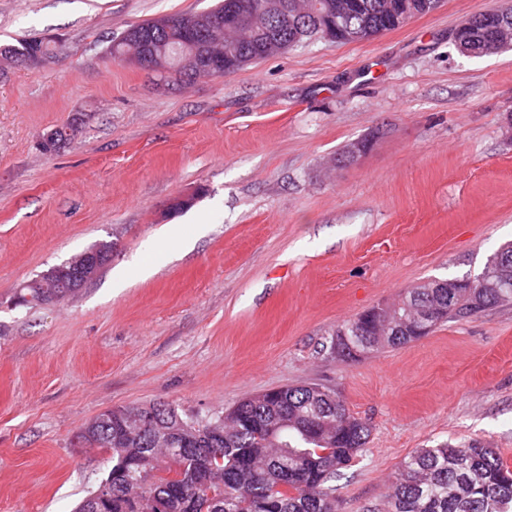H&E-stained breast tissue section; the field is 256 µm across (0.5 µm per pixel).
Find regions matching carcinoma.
Masks as SVG:
<instances>
[{
    "label": "carcinoma",
    "mask_w": 512,
    "mask_h": 512,
    "mask_svg": "<svg viewBox=\"0 0 512 512\" xmlns=\"http://www.w3.org/2000/svg\"><path fill=\"white\" fill-rule=\"evenodd\" d=\"M253 2L256 15L246 26L229 27L236 0H218L205 11L215 19L206 37L183 32L188 12L182 11L129 26L111 39L106 53L115 61L130 54L158 57L169 76L186 82L199 73L182 64L184 58L193 49L211 50L224 56V72L213 75L221 79L278 54L282 46L318 38L325 18L337 24L336 37L345 44L398 29L414 17L406 8L410 0H352L354 7L339 16L341 0H301L305 13L297 15L266 7L268 0ZM467 24L465 56L483 57L512 44L511 6L474 15ZM54 50L43 38L0 45V72L25 56ZM493 257L501 260L500 276L512 281V243L502 244ZM70 280L68 273L31 280L23 291L61 299L75 293ZM444 282L452 289L421 283L382 314L362 312L336 330L332 353L354 359L373 352L361 344L348 350L345 336L350 341L357 334L367 341L388 336L389 347L420 338L413 316L421 308H436L431 331L451 319L512 304V293L467 288L458 277ZM137 411L136 405L121 406L88 423L97 447L112 460L104 479L112 494L97 499L94 512H337L330 482L362 451L370 433L328 388L317 400L306 386L244 398L209 422V435L196 436L192 426L183 431L178 454L167 430L187 418L163 404L155 424L141 428ZM386 498L389 512H512V467L480 443L423 448L401 464Z\"/></svg>",
    "instance_id": "1"
}]
</instances>
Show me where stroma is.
I'll list each match as a JSON object with an SVG mask.
<instances>
[{
  "instance_id": "1",
  "label": "stroma",
  "mask_w": 512,
  "mask_h": 512,
  "mask_svg": "<svg viewBox=\"0 0 512 512\" xmlns=\"http://www.w3.org/2000/svg\"><path fill=\"white\" fill-rule=\"evenodd\" d=\"M504 2L443 0L370 40L172 87L107 42L213 0H0V44L56 40L52 62L0 75V512H73L111 467L77 444L106 409L165 402L203 424L309 383L371 426L335 482L339 512H386L422 448L477 441L512 465V305L329 352L362 311L477 277L512 242V49L469 58L450 40ZM102 240L112 258L79 292L19 303Z\"/></svg>"
}]
</instances>
